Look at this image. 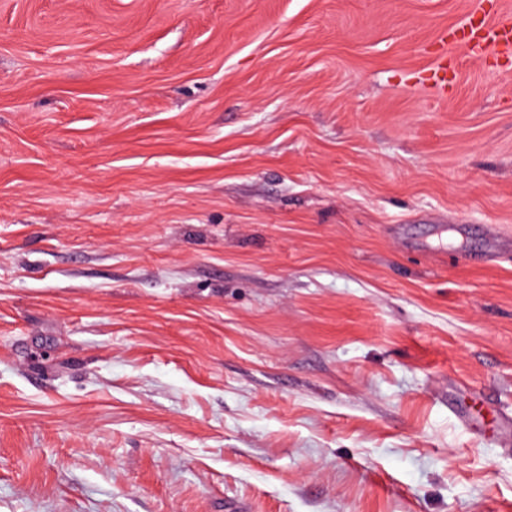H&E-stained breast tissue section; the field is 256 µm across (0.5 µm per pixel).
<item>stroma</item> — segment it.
Here are the masks:
<instances>
[{
	"label": "stroma",
	"instance_id": "35a3bbf8",
	"mask_svg": "<svg viewBox=\"0 0 512 512\" xmlns=\"http://www.w3.org/2000/svg\"><path fill=\"white\" fill-rule=\"evenodd\" d=\"M470 6L0 0V512H512Z\"/></svg>",
	"mask_w": 512,
	"mask_h": 512
}]
</instances>
